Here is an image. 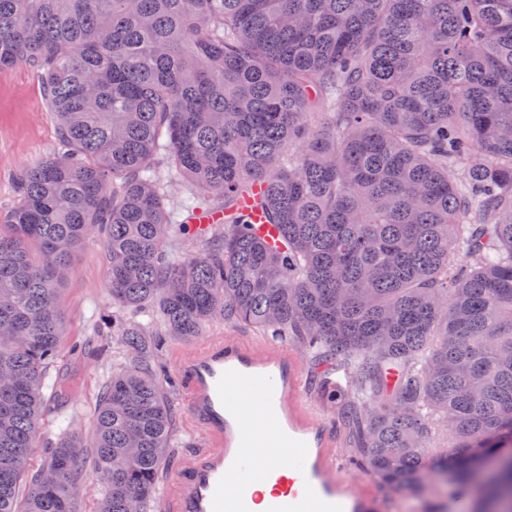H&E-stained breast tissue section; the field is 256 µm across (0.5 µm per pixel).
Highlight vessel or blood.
I'll return each instance as SVG.
<instances>
[{"label":"vessel or blood","instance_id":"1","mask_svg":"<svg viewBox=\"0 0 512 512\" xmlns=\"http://www.w3.org/2000/svg\"><path fill=\"white\" fill-rule=\"evenodd\" d=\"M199 448L186 454L160 501L162 512H375L368 487L344 477L352 464L334 431L303 396L299 356L274 342L211 336L178 348ZM266 447L259 470L269 495L239 484L251 449Z\"/></svg>","mask_w":512,"mask_h":512}]
</instances>
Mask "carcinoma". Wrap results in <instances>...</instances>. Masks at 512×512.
<instances>
[{"mask_svg":"<svg viewBox=\"0 0 512 512\" xmlns=\"http://www.w3.org/2000/svg\"><path fill=\"white\" fill-rule=\"evenodd\" d=\"M20 63L61 150L0 212V512H76L89 464L98 512H147L175 426L151 360L218 319L344 370L324 391L357 397L383 483L512 512V0H0V70ZM92 239L117 308L95 332L128 360L86 445L52 371ZM48 415L67 436L34 467Z\"/></svg>","mask_w":512,"mask_h":512,"instance_id":"obj_1","label":"carcinoma"}]
</instances>
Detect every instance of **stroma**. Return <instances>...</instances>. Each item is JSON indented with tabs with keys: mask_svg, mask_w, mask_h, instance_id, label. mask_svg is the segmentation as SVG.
I'll return each instance as SVG.
<instances>
[{
	"mask_svg": "<svg viewBox=\"0 0 512 512\" xmlns=\"http://www.w3.org/2000/svg\"><path fill=\"white\" fill-rule=\"evenodd\" d=\"M61 148L52 112L43 104L41 85L35 71L26 65L0 71V211L15 203L14 177L25 166L33 165ZM105 253L101 242L90 241L73 253L68 279L64 285L62 311L66 321V343L89 344V351L65 354L58 369L73 383L68 397L69 411L83 429H90V409L99 387L112 368L126 359V351L117 343H104L95 336L93 327L97 315L110 312L105 277ZM285 346L296 351L302 363V379L307 399L321 410L329 425L337 426L339 452L347 459L358 458L355 438L343 424L346 399L328 402L320 392L323 371L309 351L293 339ZM169 397L180 415V427L173 437L171 452L164 468L172 476L181 457L198 441L192 429L186 397L182 389L173 386ZM353 483H370L380 512H475L474 498H458L452 483L434 481L426 493L416 496L382 483L371 472L358 468L351 472Z\"/></svg>",
	"mask_w": 512,
	"mask_h": 512,
	"instance_id": "35a3bbf8",
	"label": "stroma"
}]
</instances>
